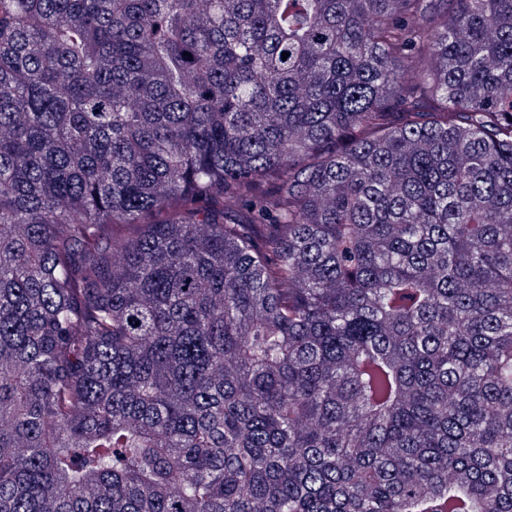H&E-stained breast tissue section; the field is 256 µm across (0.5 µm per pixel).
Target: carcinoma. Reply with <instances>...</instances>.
I'll list each match as a JSON object with an SVG mask.
<instances>
[{"label": "carcinoma", "mask_w": 512, "mask_h": 512, "mask_svg": "<svg viewBox=\"0 0 512 512\" xmlns=\"http://www.w3.org/2000/svg\"><path fill=\"white\" fill-rule=\"evenodd\" d=\"M0 512H512V0H0Z\"/></svg>", "instance_id": "cac0c4a2"}]
</instances>
